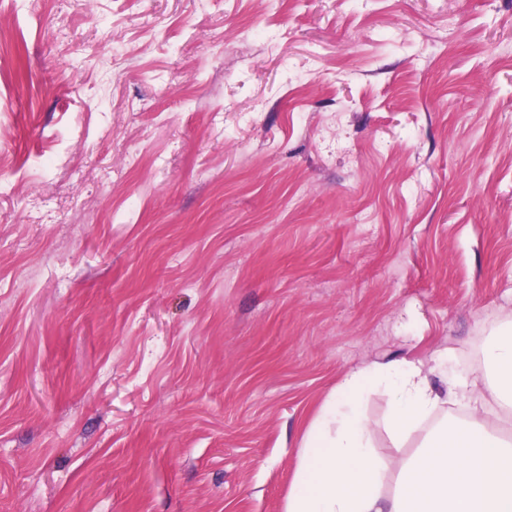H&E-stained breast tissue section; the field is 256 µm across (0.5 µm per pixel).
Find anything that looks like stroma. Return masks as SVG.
<instances>
[{
	"label": "stroma",
	"instance_id": "obj_1",
	"mask_svg": "<svg viewBox=\"0 0 512 512\" xmlns=\"http://www.w3.org/2000/svg\"><path fill=\"white\" fill-rule=\"evenodd\" d=\"M95 9L0 0V512H284L347 374L512 314V0Z\"/></svg>",
	"mask_w": 512,
	"mask_h": 512
}]
</instances>
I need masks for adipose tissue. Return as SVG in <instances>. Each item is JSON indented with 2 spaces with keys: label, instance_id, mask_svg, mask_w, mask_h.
I'll use <instances>...</instances> for the list:
<instances>
[{
  "label": "adipose tissue",
  "instance_id": "1",
  "mask_svg": "<svg viewBox=\"0 0 512 512\" xmlns=\"http://www.w3.org/2000/svg\"><path fill=\"white\" fill-rule=\"evenodd\" d=\"M481 381L446 377L438 393L422 362L402 360L357 371L337 386L305 432L286 512H512V440L489 426L497 406L512 424V319L484 352ZM381 386L390 398L394 447L414 432L422 443L383 466L370 444L372 424L359 404ZM467 402L468 417L449 405ZM393 485L384 488L383 474Z\"/></svg>",
  "mask_w": 512,
  "mask_h": 512
}]
</instances>
